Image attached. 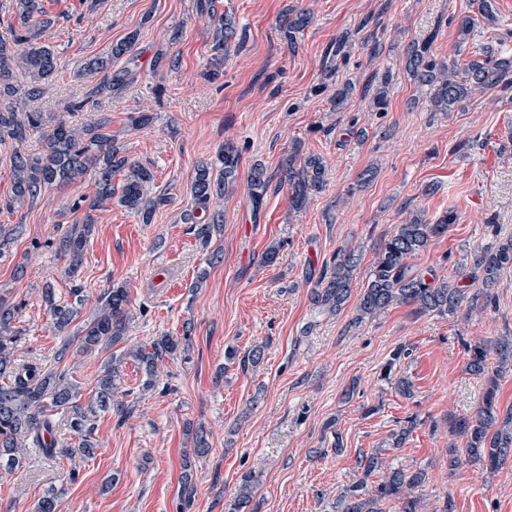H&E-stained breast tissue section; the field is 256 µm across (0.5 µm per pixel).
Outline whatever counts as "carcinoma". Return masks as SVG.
<instances>
[{
  "mask_svg": "<svg viewBox=\"0 0 512 512\" xmlns=\"http://www.w3.org/2000/svg\"><path fill=\"white\" fill-rule=\"evenodd\" d=\"M15 8L18 27L8 36L0 37V143L10 139L20 146L28 137L36 135L41 140V150L36 153L14 151L12 197L7 206L33 202L51 187L67 186L87 174L94 177L95 192L86 204L83 222L71 225L50 242L56 255L68 262L67 270L73 277L71 302L56 299L50 284L42 288L51 327L63 334L80 314L84 303V288L77 273L83 265L87 242L95 231L96 212L115 195L113 176L123 175L119 202L143 224L152 223L156 209L167 202V198L148 195L153 172L125 155L123 147L112 138L107 118L81 126L59 118L46 127L41 113L22 112L10 104V100L19 95L30 100L39 98L43 93L42 83L54 75L57 67L51 49L38 41L40 34L52 24L50 19L41 17L39 0H15ZM308 23L309 17L304 12H289L281 20L290 41L293 34ZM236 37L234 22L222 19L213 36L215 69L210 73L211 78H218L224 56ZM136 39L137 35L132 34L112 45L108 55L89 60L87 69L103 74L94 93L110 94L114 87L124 83V78L112 73V61L124 59L134 64L131 51ZM430 48L428 41L411 44L407 49L406 66L420 84L429 87L430 102L436 112H453L476 93L512 88V54L495 56L487 50L483 57L460 65L455 61L436 62ZM222 161L224 172L219 178L213 176L208 166L197 167L191 183L195 209L184 214V220L192 225L196 238L205 248L222 232L224 223L223 211L210 209L209 203L214 197L223 196L233 183L239 154L228 147L222 151ZM324 175L325 168L319 157L310 155L299 166L295 165V158L290 157L288 165L280 170V182L288 184L294 206L300 209L322 188ZM268 185L267 169L260 163L255 164L249 183L255 202L262 201ZM455 221L456 214L452 211L445 212L433 223L416 212L399 225L377 252L355 307V320L375 318L394 304L412 305L421 314L441 316L457 312L464 303L471 312L485 310L492 301L491 289L502 270L512 267V239L473 253L472 272H461L463 279L481 281L483 290L472 294L467 293V286L461 282L440 280L434 272H422L410 263L433 238L447 233L448 226ZM357 262L355 250L339 251L330 271L323 272L317 287L311 289L313 304L340 312L351 297ZM21 309L22 304L0 296V465L8 469L22 464L21 451L27 447L44 459L93 457L97 448L98 413L113 405L119 411L124 410V403L115 400V395L121 387L126 358L138 362L147 377L145 388L148 389L153 386L158 366L187 350L191 342L186 330L181 337L165 335L147 345L127 344L131 320L129 294L122 286L112 287L100 298L95 316L75 335L66 336L55 354V363L60 364L73 351L91 355L112 350L96 382V398L83 405L80 384L66 371L40 362L20 363L16 359V346L22 336L16 317ZM265 354L266 345L255 344L244 352L240 363L245 368L257 367L264 362ZM491 358L496 363L493 368L488 366ZM508 368L512 370V336L480 342L470 348L469 369L488 378V387L478 412L455 423L456 431L465 438L467 458L486 464L492 473L512 453V408L501 412L496 398L497 378ZM65 423L79 438L73 448L59 447L56 438L60 425ZM356 468L361 470L362 479L336 499L334 512H383L382 505L387 501L398 502L401 512H421L420 501L412 496V490L424 482L423 471L393 467L377 450L360 453L356 457ZM375 475L381 476V480L374 486V492H364L366 480ZM255 483L253 472L242 474L228 512H255L251 507ZM62 496L61 491L50 490L38 502L36 512H61Z\"/></svg>",
  "mask_w": 512,
  "mask_h": 512,
  "instance_id": "cac0c4a2",
  "label": "carcinoma"
}]
</instances>
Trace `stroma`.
Instances as JSON below:
<instances>
[{"mask_svg":"<svg viewBox=\"0 0 512 512\" xmlns=\"http://www.w3.org/2000/svg\"><path fill=\"white\" fill-rule=\"evenodd\" d=\"M199 0H42L55 21L43 40L57 75L42 98L26 102L48 117L84 100L100 77L84 62L136 34V67L125 85L98 95L70 119L105 117L128 157L150 168L151 194L169 197L152 223L119 203L99 215L79 278L88 299L76 325L97 310L109 288L125 287L134 319L132 343L182 336L188 351L165 359L156 388H142L135 361L123 369L127 413L96 419L93 458L45 460L26 455L15 471L0 469V512H34L49 490L62 491V512H227L239 477L254 470L255 512H332L357 482L359 451L378 449L404 469L424 470L416 491L424 512H512V456L496 472L464 461L456 420L472 417L485 392L468 369L469 347L512 336V269L493 289L494 306L453 315L395 305L355 322V305L337 314L310 301L336 253L358 248L353 295H360L376 253L411 212L429 221L457 214L413 263L454 279L472 253L512 238V91L475 95L464 110L432 111L427 91L404 68L409 44L431 40L439 62L466 63L483 48L512 54V0H493L495 26L478 24L459 44L450 20L474 13L472 0H215L232 16L238 37L224 74L210 80L213 28ZM310 11L294 38L280 26L288 10ZM180 58L177 69L159 54ZM391 75L384 109L371 89ZM347 90L337 102L339 90ZM136 112L153 116L132 129ZM240 153L234 190L220 202L224 229L210 247L196 239L183 213L192 205L194 170L216 162L225 144ZM322 157L326 182L302 210L287 185L271 184L260 209L247 187L255 163L276 174L291 153ZM11 146H0V225L23 234L0 253V296L22 303L21 360L52 364L63 341L49 325L41 297L52 283L69 297L65 262L49 242L81 221L78 199L95 192L92 178L49 189L34 203L6 208ZM279 246V260L262 257ZM222 254L211 262V249ZM23 278H14L17 266ZM266 344L260 368L242 371L224 352ZM409 355L395 374L413 384L402 395L385 379L397 347ZM415 426L401 447L394 434ZM204 428L210 451L192 462L194 495H182L183 455L193 428Z\"/></svg>","mask_w":512,"mask_h":512,"instance_id":"35a3bbf8","label":"stroma"}]
</instances>
